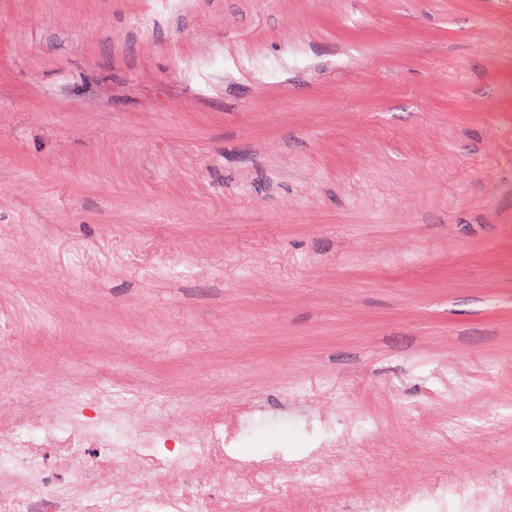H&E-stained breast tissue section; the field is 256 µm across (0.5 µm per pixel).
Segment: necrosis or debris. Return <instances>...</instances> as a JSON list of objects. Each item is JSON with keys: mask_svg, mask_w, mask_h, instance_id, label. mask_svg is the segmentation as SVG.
Returning <instances> with one entry per match:
<instances>
[{"mask_svg": "<svg viewBox=\"0 0 512 512\" xmlns=\"http://www.w3.org/2000/svg\"><path fill=\"white\" fill-rule=\"evenodd\" d=\"M34 402L26 413L0 412V484L9 487L0 497V512H256L254 491L266 485L264 472L248 475L245 486L223 484L218 496L193 498L171 492L150 501L130 494L124 482L115 480V469H137L161 483L175 481L171 458L155 449L156 439L169 441L176 458L205 459L210 470L196 473L197 487L217 481L220 471H237L236 461L224 455L223 416L205 415L195 432L173 427L177 403L155 406L143 422L128 421L120 442L107 431L116 412L110 391L93 395L68 388L63 404L45 397L44 386L33 390ZM95 450V463L87 471L74 472L75 452ZM443 512H512V469H502L494 481L481 473L460 480L412 483L391 494H359L349 512H418L420 505Z\"/></svg>", "mask_w": 512, "mask_h": 512, "instance_id": "1", "label": "necrosis or debris"}]
</instances>
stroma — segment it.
I'll return each mask as SVG.
<instances>
[{"mask_svg": "<svg viewBox=\"0 0 512 512\" xmlns=\"http://www.w3.org/2000/svg\"><path fill=\"white\" fill-rule=\"evenodd\" d=\"M509 367L512 0H0V406L252 403L347 512L512 468ZM337 447L338 448L334 449V451L324 459L320 468L322 478H325L327 481H336L338 469L344 467V463L348 458L345 441H339Z\"/></svg>", "mask_w": 512, "mask_h": 512, "instance_id": "stroma-1", "label": "stroma"}]
</instances>
